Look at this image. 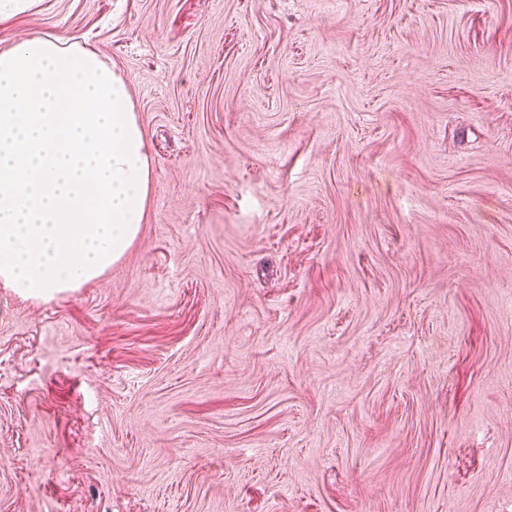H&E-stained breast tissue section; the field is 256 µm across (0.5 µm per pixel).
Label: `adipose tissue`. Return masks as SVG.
Wrapping results in <instances>:
<instances>
[{"label": "adipose tissue", "mask_w": 512, "mask_h": 512, "mask_svg": "<svg viewBox=\"0 0 512 512\" xmlns=\"http://www.w3.org/2000/svg\"><path fill=\"white\" fill-rule=\"evenodd\" d=\"M152 169L126 81L90 46L30 34L0 51V286L47 300L135 241Z\"/></svg>", "instance_id": "ef3b65f1"}]
</instances>
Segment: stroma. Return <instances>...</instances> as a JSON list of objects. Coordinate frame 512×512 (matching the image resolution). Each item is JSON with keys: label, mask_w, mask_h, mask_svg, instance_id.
Masks as SVG:
<instances>
[{"label": "stroma", "mask_w": 512, "mask_h": 512, "mask_svg": "<svg viewBox=\"0 0 512 512\" xmlns=\"http://www.w3.org/2000/svg\"><path fill=\"white\" fill-rule=\"evenodd\" d=\"M152 167L0 288V512H512V0H37Z\"/></svg>", "instance_id": "1"}]
</instances>
